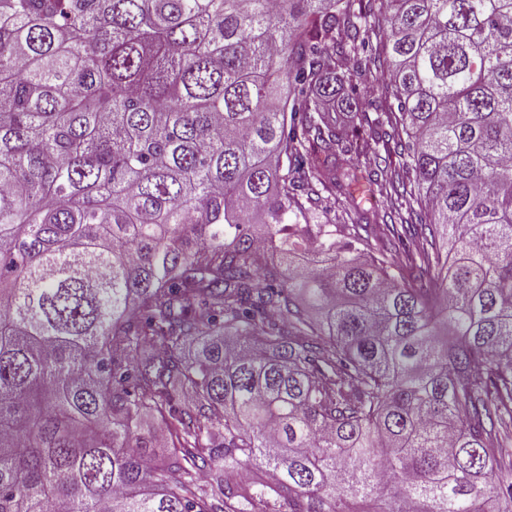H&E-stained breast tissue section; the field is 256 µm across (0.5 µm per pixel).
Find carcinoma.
<instances>
[{
  "instance_id": "carcinoma-1",
  "label": "carcinoma",
  "mask_w": 512,
  "mask_h": 512,
  "mask_svg": "<svg viewBox=\"0 0 512 512\" xmlns=\"http://www.w3.org/2000/svg\"><path fill=\"white\" fill-rule=\"evenodd\" d=\"M492 503L512 0H0V512Z\"/></svg>"
}]
</instances>
